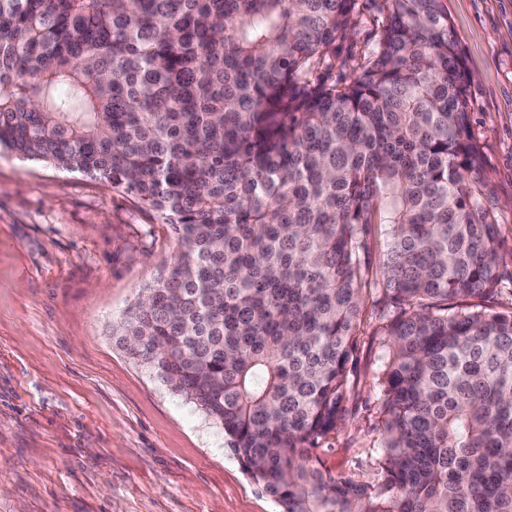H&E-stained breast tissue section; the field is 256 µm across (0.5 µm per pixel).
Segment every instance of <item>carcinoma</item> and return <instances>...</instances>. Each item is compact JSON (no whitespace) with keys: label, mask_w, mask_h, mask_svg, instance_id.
Masks as SVG:
<instances>
[{"label":"carcinoma","mask_w":512,"mask_h":512,"mask_svg":"<svg viewBox=\"0 0 512 512\" xmlns=\"http://www.w3.org/2000/svg\"><path fill=\"white\" fill-rule=\"evenodd\" d=\"M0 0V146L106 181L178 251L113 329L283 512H512V311L443 0ZM394 306L382 481L322 473L346 419L365 230ZM382 0H358L357 17L352 34L336 42V79L353 78L359 71L355 67L365 56L371 54L378 39V19Z\"/></svg>","instance_id":"1"}]
</instances>
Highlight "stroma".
Returning a JSON list of instances; mask_svg holds the SVG:
<instances>
[{
    "mask_svg": "<svg viewBox=\"0 0 512 512\" xmlns=\"http://www.w3.org/2000/svg\"><path fill=\"white\" fill-rule=\"evenodd\" d=\"M470 79L481 148L474 190L500 229L512 308V0H443ZM382 0H358L336 44L353 78L378 39ZM363 307L340 428L311 454L372 482L384 446L374 376L390 309L379 266L389 227L370 225ZM158 213L79 172L0 147V512H283L245 472L223 429L112 339V324L174 258Z\"/></svg>",
    "mask_w": 512,
    "mask_h": 512,
    "instance_id": "35a3bbf8",
    "label": "stroma"
}]
</instances>
